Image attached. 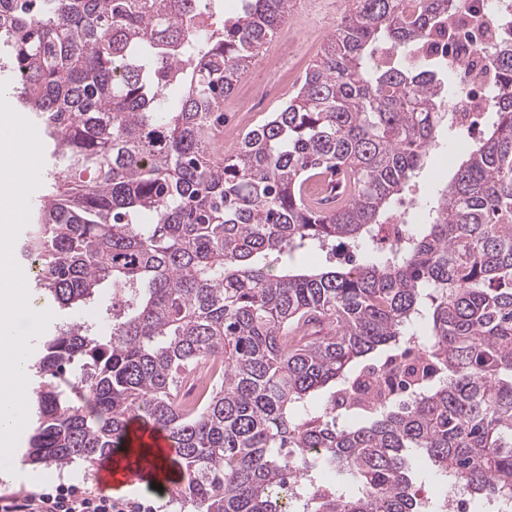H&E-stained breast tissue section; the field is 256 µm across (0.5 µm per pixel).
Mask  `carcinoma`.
Wrapping results in <instances>:
<instances>
[{"label": "carcinoma", "instance_id": "cac0c4a2", "mask_svg": "<svg viewBox=\"0 0 512 512\" xmlns=\"http://www.w3.org/2000/svg\"><path fill=\"white\" fill-rule=\"evenodd\" d=\"M244 2L199 29V0H0V73L49 150L19 250L34 300L83 314L35 349L24 457L135 465L141 422L182 509L445 512L459 483L467 512H512V0L484 133L388 250L376 229L442 126L468 131L457 74L412 58L468 0H348L296 96L223 155L224 100L293 0ZM337 241L372 256L297 261ZM105 283L122 304L95 305Z\"/></svg>", "mask_w": 512, "mask_h": 512}]
</instances>
